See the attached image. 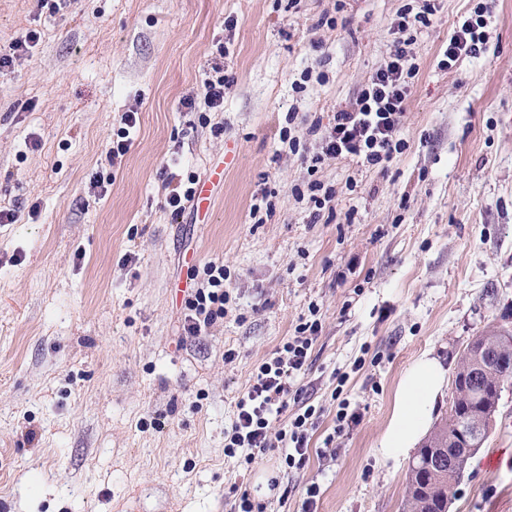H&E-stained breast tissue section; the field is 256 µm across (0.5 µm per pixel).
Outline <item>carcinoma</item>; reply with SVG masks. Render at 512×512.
Returning a JSON list of instances; mask_svg holds the SVG:
<instances>
[{"label": "carcinoma", "instance_id": "cac0c4a2", "mask_svg": "<svg viewBox=\"0 0 512 512\" xmlns=\"http://www.w3.org/2000/svg\"><path fill=\"white\" fill-rule=\"evenodd\" d=\"M455 376L448 417L439 423L410 468L405 497L409 512H448L455 487L463 480L469 460L477 452L470 448L459 454L456 468L450 471L449 438L463 415L469 416L475 426L492 418L504 385L512 381V350L495 352L475 367L465 349L459 356Z\"/></svg>", "mask_w": 512, "mask_h": 512}]
</instances>
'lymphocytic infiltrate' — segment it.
Wrapping results in <instances>:
<instances>
[{"label":"lymphocytic infiltrate","mask_w":512,"mask_h":512,"mask_svg":"<svg viewBox=\"0 0 512 512\" xmlns=\"http://www.w3.org/2000/svg\"><path fill=\"white\" fill-rule=\"evenodd\" d=\"M497 0H480L471 18L454 29L448 39L441 67H451L464 58L479 57L486 49L483 29L495 9ZM435 11L430 0L420 10L403 18L400 38L388 60L369 77L356 99L336 111L328 126L312 122L307 135L320 136L321 152L312 159L308 171L312 178L305 187L295 188L297 199H308L315 210L329 208L336 197L335 189L317 180L320 163L328 159L352 158L369 166H382L403 148L398 137L407 100L418 66L409 58L406 32L418 25H428ZM227 270L211 262L188 292L183 307L182 331L187 336L201 335L223 319L229 294L224 289ZM321 329L319 319H304L295 334L277 348L272 357L255 367L246 391L236 402V415L224 432V454L252 464L270 448L280 447L281 469L291 473L302 468L309 457L310 433L323 413L311 404L298 379L308 370L313 344ZM297 401L299 409L292 413L286 428L273 430L274 416L287 410L289 401Z\"/></svg>","instance_id":"lymphocytic-infiltrate-1"}]
</instances>
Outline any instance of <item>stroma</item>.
<instances>
[{
	"mask_svg": "<svg viewBox=\"0 0 512 512\" xmlns=\"http://www.w3.org/2000/svg\"><path fill=\"white\" fill-rule=\"evenodd\" d=\"M478 2L434 0L409 47L404 149L383 168L325 161L334 212L315 220L292 194L319 150L306 123L355 100L421 0H0V51L14 54L0 208L20 209L0 224V512H231L239 490L302 512L313 482L318 512H405L411 461L377 454L400 375L425 352L454 370L472 337L512 331V0H498L484 55L438 66ZM32 30L38 44L13 51ZM219 60L223 107H183ZM128 111L137 127L115 166ZM289 123L304 155L280 139ZM218 166L209 212L166 206L165 171L204 181ZM211 261L229 272L228 313L182 336L188 275ZM314 304L302 383L324 412L305 466L283 477L278 451L226 457L254 368ZM338 387L360 422L323 459ZM449 512H512V383ZM136 114L137 113L134 111H129V112L123 113L121 116V119H120L121 123L123 125H125V127L121 128V129H123V131H121V135H123V136H120V138H122L123 140H120L117 142L113 141V146L109 150V158H110V161L112 162V165H114L118 161V159H120V163H121L122 157L129 150V147L131 145V138H129L130 129H132L136 126V123H137Z\"/></svg>",
	"mask_w": 512,
	"mask_h": 512,
	"instance_id": "35a3bbf8",
	"label": "stroma"
}]
</instances>
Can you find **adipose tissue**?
Here are the masks:
<instances>
[{"mask_svg": "<svg viewBox=\"0 0 512 512\" xmlns=\"http://www.w3.org/2000/svg\"><path fill=\"white\" fill-rule=\"evenodd\" d=\"M447 371L440 360L426 353L401 375L379 455L386 461L406 458L429 429L444 394Z\"/></svg>", "mask_w": 512, "mask_h": 512, "instance_id": "obj_1", "label": "adipose tissue"}]
</instances>
